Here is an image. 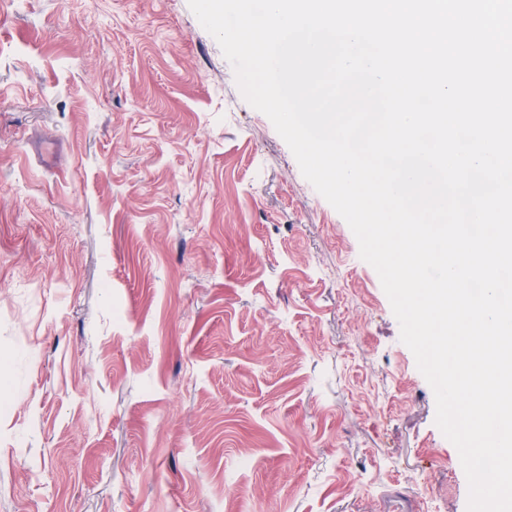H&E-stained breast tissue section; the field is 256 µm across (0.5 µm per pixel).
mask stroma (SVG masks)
Wrapping results in <instances>:
<instances>
[{"mask_svg": "<svg viewBox=\"0 0 512 512\" xmlns=\"http://www.w3.org/2000/svg\"><path fill=\"white\" fill-rule=\"evenodd\" d=\"M435 417L187 0H0V512H467Z\"/></svg>", "mask_w": 512, "mask_h": 512, "instance_id": "35a3bbf8", "label": "stroma"}]
</instances>
